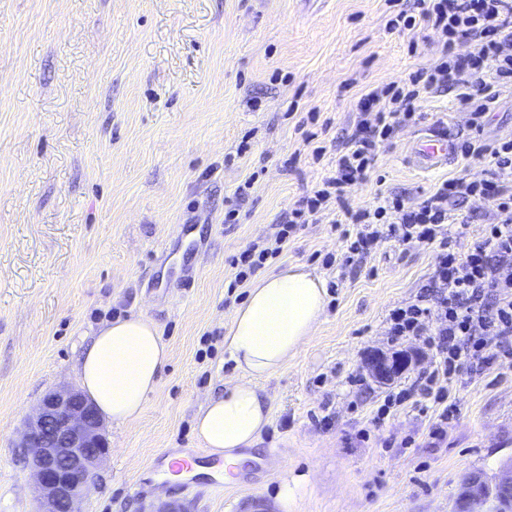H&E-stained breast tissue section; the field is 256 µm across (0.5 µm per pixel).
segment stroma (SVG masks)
Returning a JSON list of instances; mask_svg holds the SVG:
<instances>
[{"mask_svg": "<svg viewBox=\"0 0 512 512\" xmlns=\"http://www.w3.org/2000/svg\"><path fill=\"white\" fill-rule=\"evenodd\" d=\"M389 17L387 0H0V512L36 508L17 446L24 420L49 390L77 385L97 328L138 314L171 358L138 423L105 422L110 452L83 512H144L159 499L246 512L252 500L272 503L287 472L306 477L287 512H448L466 476L494 475L512 457V366L458 369L441 443L428 436L436 406L410 400L373 425L385 397L435 354L408 336L398 345L422 351L417 369L391 385L362 371L372 349L389 348L390 310L415 300L436 255L387 239L341 273L323 263L344 246L323 216L265 265L307 266L328 298L315 336L263 382L271 418L250 461L217 478L157 464L188 450L218 463L194 426L239 375L224 335L248 290H229L232 258L315 190L362 93L439 60L436 34L389 30ZM420 110L369 180L346 187L350 207L392 193L416 203L481 168L457 154L416 169L414 136L512 140V89L477 131L454 93L425 94Z\"/></svg>", "mask_w": 512, "mask_h": 512, "instance_id": "stroma-1", "label": "stroma"}]
</instances>
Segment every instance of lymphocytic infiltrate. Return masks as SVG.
<instances>
[{"mask_svg": "<svg viewBox=\"0 0 512 512\" xmlns=\"http://www.w3.org/2000/svg\"><path fill=\"white\" fill-rule=\"evenodd\" d=\"M388 2L396 9L388 28H431L442 39L440 61L360 98V117L337 150L334 166L313 195L288 211L271 239L233 258L237 273L231 288L243 286L268 259L280 256L304 224L343 207L346 186L368 179L379 149L392 144L400 127L421 121L424 94L455 92L469 113L470 126L478 129L501 89L512 86V0H413L407 9L401 8V0ZM461 38L471 43L463 56L453 52ZM461 154L483 162V169L444 180L417 204L393 194L344 213L346 225L340 233L347 248L336 260L340 270L359 267L373 243L382 239L436 252L433 272L416 300L392 309L388 317L391 340L428 337L436 360L408 388L386 398L374 420L378 427L391 406L410 397L444 403L448 382L460 366L479 375L494 364L512 363V140H469ZM475 196L495 200V218L485 229L484 243L461 258L451 246V228L461 221L458 205Z\"/></svg>", "mask_w": 512, "mask_h": 512, "instance_id": "f902f5d3", "label": "lymphocytic infiltrate"}]
</instances>
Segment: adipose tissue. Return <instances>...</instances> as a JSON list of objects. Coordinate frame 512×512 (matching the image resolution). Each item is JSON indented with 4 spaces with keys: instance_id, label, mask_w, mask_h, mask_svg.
<instances>
[{
    "instance_id": "adipose-tissue-1",
    "label": "adipose tissue",
    "mask_w": 512,
    "mask_h": 512,
    "mask_svg": "<svg viewBox=\"0 0 512 512\" xmlns=\"http://www.w3.org/2000/svg\"><path fill=\"white\" fill-rule=\"evenodd\" d=\"M325 280L303 265L261 276L231 315L224 350L242 376L198 412L196 431L225 466H243L270 418L260 382L280 369L314 335L326 309ZM170 361L158 327L141 316L118 319L93 335L77 364L85 395L118 424L137 423Z\"/></svg>"
}]
</instances>
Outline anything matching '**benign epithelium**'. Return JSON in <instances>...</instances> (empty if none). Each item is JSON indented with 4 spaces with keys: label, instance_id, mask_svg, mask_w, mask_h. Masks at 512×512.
Returning a JSON list of instances; mask_svg holds the SVG:
<instances>
[{
    "label": "benign epithelium",
    "instance_id": "7a95c632",
    "mask_svg": "<svg viewBox=\"0 0 512 512\" xmlns=\"http://www.w3.org/2000/svg\"><path fill=\"white\" fill-rule=\"evenodd\" d=\"M417 359L413 351L375 350L365 359L364 368L376 382L386 385ZM18 447L24 449V464L33 475L37 512H81L80 502L109 452L101 416L72 386L53 389L42 397L24 422ZM505 488L512 489V457L494 478L470 474L451 512H499L496 491Z\"/></svg>",
    "mask_w": 512,
    "mask_h": 512
}]
</instances>
